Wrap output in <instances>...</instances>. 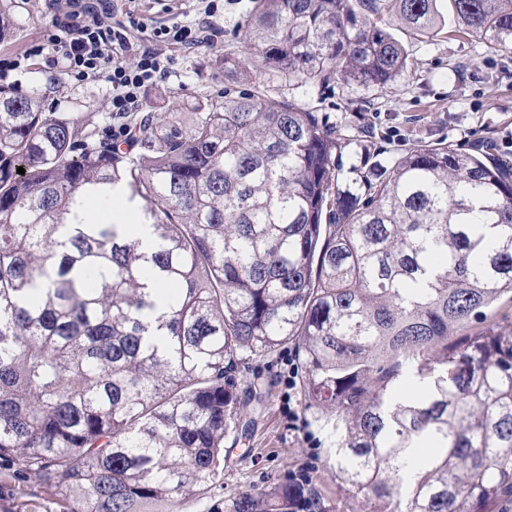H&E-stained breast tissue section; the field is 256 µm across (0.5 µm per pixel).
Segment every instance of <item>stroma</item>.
Here are the masks:
<instances>
[{
    "instance_id": "1",
    "label": "stroma",
    "mask_w": 512,
    "mask_h": 512,
    "mask_svg": "<svg viewBox=\"0 0 512 512\" xmlns=\"http://www.w3.org/2000/svg\"><path fill=\"white\" fill-rule=\"evenodd\" d=\"M15 29L11 40L0 44V56H18L22 66L8 83L44 95L59 117L85 113L96 125L108 123L112 87L99 76L70 83L61 72L49 69L44 59L26 58L51 26L52 0H8ZM132 9L160 26L196 18V0H133ZM255 0H221L217 23L224 35L211 46L171 47L174 63L169 75L143 95V103H169L213 96L226 89H258L268 98L314 112L327 129L336 131L344 146L337 157L340 186L362 191L363 177H376L401 152L417 145L448 143L467 152L486 150L505 166L512 155L501 150L512 135V50L484 38L455 33L454 22L425 35L415 33L394 13L382 19L403 42L408 65L386 87L342 80L296 83L268 70L239 72L233 80L216 78L214 55L241 56L246 52L241 29L252 14ZM288 349L274 361L253 362L238 369V383L260 377L270 385L264 410L255 417L249 434L235 445L234 463L210 490L186 502L183 512H208L212 501L295 476L308 477L318 488L328 512H367L361 502L345 497L330 468L338 433L335 421L308 409L300 387L288 384ZM303 419V429L288 425L289 413Z\"/></svg>"
}]
</instances>
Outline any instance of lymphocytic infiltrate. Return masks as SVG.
<instances>
[{"label": "lymphocytic infiltrate", "mask_w": 512, "mask_h": 512, "mask_svg": "<svg viewBox=\"0 0 512 512\" xmlns=\"http://www.w3.org/2000/svg\"><path fill=\"white\" fill-rule=\"evenodd\" d=\"M198 2L197 19L152 28L131 10L117 20L116 0H64L30 54L47 57L72 81L105 75L112 85V112H135L145 90L170 72L172 58L158 44L199 47L221 36L216 0Z\"/></svg>", "instance_id": "f902f5d3"}]
</instances>
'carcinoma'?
<instances>
[{
  "label": "carcinoma",
  "instance_id": "1",
  "mask_svg": "<svg viewBox=\"0 0 512 512\" xmlns=\"http://www.w3.org/2000/svg\"><path fill=\"white\" fill-rule=\"evenodd\" d=\"M450 7L457 32L512 42V0ZM388 9L445 25L438 0H256L245 55L215 66L385 87L407 66L377 19ZM111 122L125 139L0 88V512L43 493L54 512H181L268 397L232 371L286 348L309 406L336 417L342 491L369 512L512 499V332L448 342L512 301V172L419 146L354 193L336 177L341 139L256 91ZM115 186L145 203L158 251L109 222L66 223ZM154 275L168 289L155 325ZM213 512L327 509L288 479Z\"/></svg>",
  "mask_w": 512,
  "mask_h": 512
}]
</instances>
